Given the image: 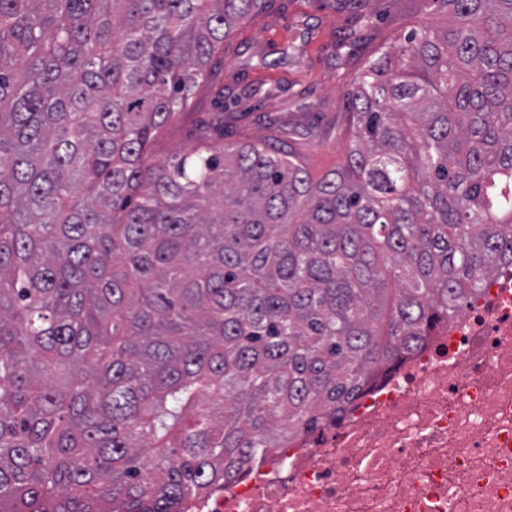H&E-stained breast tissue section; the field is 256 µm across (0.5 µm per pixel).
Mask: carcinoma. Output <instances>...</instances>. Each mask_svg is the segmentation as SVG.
I'll return each instance as SVG.
<instances>
[{"label":"carcinoma","instance_id":"cac0c4a2","mask_svg":"<svg viewBox=\"0 0 512 512\" xmlns=\"http://www.w3.org/2000/svg\"><path fill=\"white\" fill-rule=\"evenodd\" d=\"M354 144L153 146L266 0H0V512H183L512 264V0H439Z\"/></svg>","mask_w":512,"mask_h":512}]
</instances>
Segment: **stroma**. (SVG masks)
I'll return each mask as SVG.
<instances>
[{"instance_id":"stroma-1","label":"stroma","mask_w":512,"mask_h":512,"mask_svg":"<svg viewBox=\"0 0 512 512\" xmlns=\"http://www.w3.org/2000/svg\"><path fill=\"white\" fill-rule=\"evenodd\" d=\"M224 44V66L155 145L159 159L189 152L202 123L223 112L224 141L292 153L313 176L340 166L353 139L347 93L369 61L421 21L439 25V0H267Z\"/></svg>"}]
</instances>
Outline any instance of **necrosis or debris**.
<instances>
[{
  "label": "necrosis or debris",
  "instance_id": "1",
  "mask_svg": "<svg viewBox=\"0 0 512 512\" xmlns=\"http://www.w3.org/2000/svg\"><path fill=\"white\" fill-rule=\"evenodd\" d=\"M185 512H512V265L352 402Z\"/></svg>",
  "mask_w": 512,
  "mask_h": 512
}]
</instances>
